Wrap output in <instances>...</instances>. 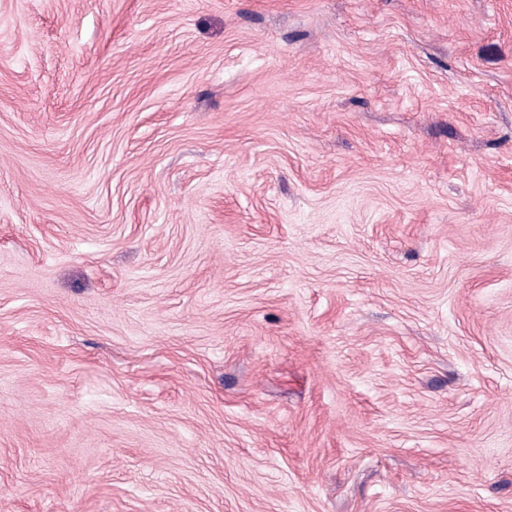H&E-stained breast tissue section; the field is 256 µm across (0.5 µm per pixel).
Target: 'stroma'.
<instances>
[{
	"instance_id": "35a3bbf8",
	"label": "stroma",
	"mask_w": 512,
	"mask_h": 512,
	"mask_svg": "<svg viewBox=\"0 0 512 512\" xmlns=\"http://www.w3.org/2000/svg\"><path fill=\"white\" fill-rule=\"evenodd\" d=\"M0 512H512V0H0Z\"/></svg>"
}]
</instances>
